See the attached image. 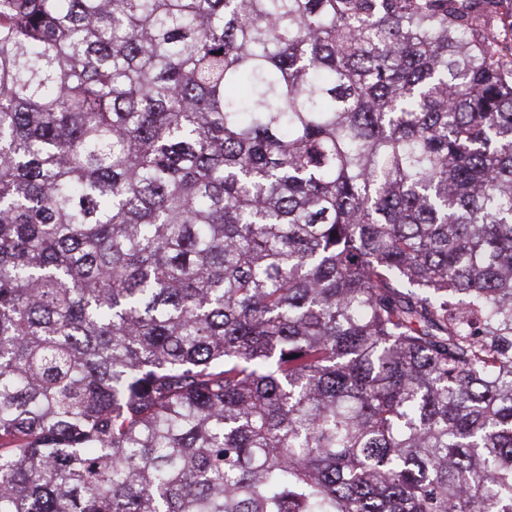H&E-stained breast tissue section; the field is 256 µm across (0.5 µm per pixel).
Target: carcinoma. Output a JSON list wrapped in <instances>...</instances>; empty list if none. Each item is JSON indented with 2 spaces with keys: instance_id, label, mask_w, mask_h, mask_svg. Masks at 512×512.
Masks as SVG:
<instances>
[{
  "instance_id": "obj_1",
  "label": "carcinoma",
  "mask_w": 512,
  "mask_h": 512,
  "mask_svg": "<svg viewBox=\"0 0 512 512\" xmlns=\"http://www.w3.org/2000/svg\"><path fill=\"white\" fill-rule=\"evenodd\" d=\"M497 0H0V512H512Z\"/></svg>"
}]
</instances>
